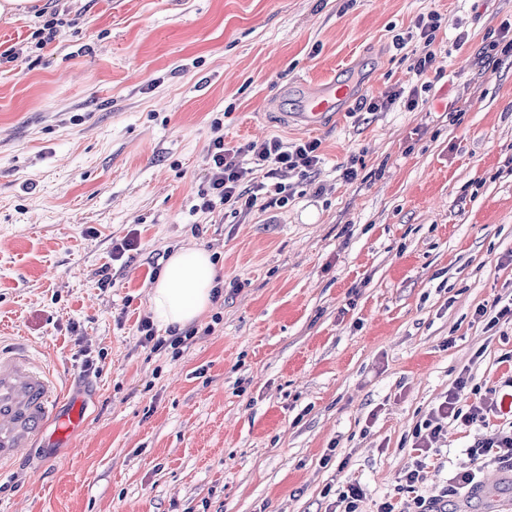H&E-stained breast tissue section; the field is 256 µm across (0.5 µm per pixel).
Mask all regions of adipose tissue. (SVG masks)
Listing matches in <instances>:
<instances>
[{
  "label": "adipose tissue",
  "mask_w": 512,
  "mask_h": 512,
  "mask_svg": "<svg viewBox=\"0 0 512 512\" xmlns=\"http://www.w3.org/2000/svg\"><path fill=\"white\" fill-rule=\"evenodd\" d=\"M217 270L210 253L181 248L168 258L149 296L154 320L163 328H183L200 320L212 305Z\"/></svg>",
  "instance_id": "ef3b65f1"
}]
</instances>
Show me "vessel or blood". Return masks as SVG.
Returning <instances> with one entry per match:
<instances>
[{
    "mask_svg": "<svg viewBox=\"0 0 512 512\" xmlns=\"http://www.w3.org/2000/svg\"><path fill=\"white\" fill-rule=\"evenodd\" d=\"M348 95V87L333 80L320 86L305 111L297 113L299 125L319 126ZM61 396L23 344L0 346V465L13 462L22 449L34 447L43 437L62 443L82 429L81 402L60 416L56 408Z\"/></svg>",
    "mask_w": 512,
    "mask_h": 512,
    "instance_id": "obj_1",
    "label": "vessel or blood"
}]
</instances>
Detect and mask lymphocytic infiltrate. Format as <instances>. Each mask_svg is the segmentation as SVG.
<instances>
[{"label":"lymphocytic infiltrate","instance_id":"1","mask_svg":"<svg viewBox=\"0 0 512 512\" xmlns=\"http://www.w3.org/2000/svg\"><path fill=\"white\" fill-rule=\"evenodd\" d=\"M415 27L419 31V42L412 71L416 78L421 79L434 69L437 62L433 44L440 27L439 17L432 12L420 15ZM320 162L321 143L316 139L286 143L270 138L229 148L224 143L223 134H214L207 154L206 181L197 193L198 208L206 213L221 205L235 213L251 212L268 179L274 182L278 202L287 203V186L280 182V174L292 171L305 177L315 173ZM259 171L265 176L260 183L254 180ZM467 384V379H459L455 389L450 390L444 400L433 408L423 423L422 432L415 435L416 447H429L449 424L456 422L479 431L469 448L471 456L487 465L512 466V379L504 383L492 400L462 408L457 404L458 393Z\"/></svg>","mask_w":512,"mask_h":512}]
</instances>
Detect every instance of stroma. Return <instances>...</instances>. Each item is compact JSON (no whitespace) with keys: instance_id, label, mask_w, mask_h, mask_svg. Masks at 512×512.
<instances>
[{"instance_id":"stroma-1","label":"stroma","mask_w":512,"mask_h":512,"mask_svg":"<svg viewBox=\"0 0 512 512\" xmlns=\"http://www.w3.org/2000/svg\"><path fill=\"white\" fill-rule=\"evenodd\" d=\"M44 2L76 19L44 48L35 14L0 21V342L24 339L86 427L0 467V512H343L350 481L360 512H512V468L451 487L472 428L400 482L458 377L463 408L512 377V323L476 314L512 296V54L480 55L512 0ZM431 11L420 105L359 111L416 89ZM331 79L353 87L340 115L295 125ZM217 122L229 146L320 140V169L287 176L285 206L193 212ZM188 247L222 293L155 351L154 271ZM415 27L419 30V42L414 50L416 57L412 71L416 78L420 80L434 69L437 62V54L433 49V44L436 37L435 32L440 27L439 17L434 12L426 15L422 14L417 17ZM404 94V89L392 88L378 97L366 99L362 103V108H366L367 112H387L398 100L405 98Z\"/></svg>"}]
</instances>
